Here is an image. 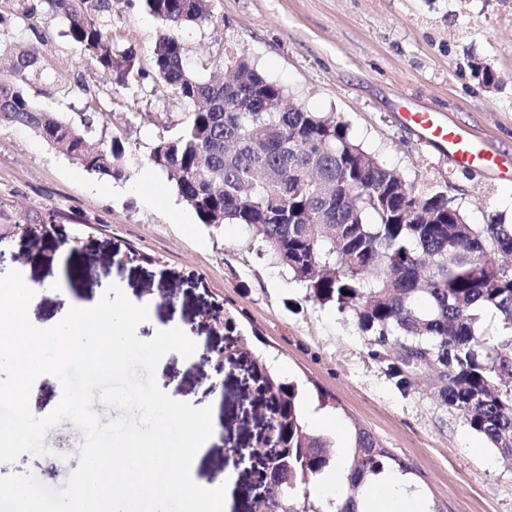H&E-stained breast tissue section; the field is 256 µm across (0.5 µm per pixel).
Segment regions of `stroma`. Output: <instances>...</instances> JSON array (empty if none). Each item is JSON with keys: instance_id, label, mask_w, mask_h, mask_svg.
Listing matches in <instances>:
<instances>
[{"instance_id": "stroma-1", "label": "stroma", "mask_w": 512, "mask_h": 512, "mask_svg": "<svg viewBox=\"0 0 512 512\" xmlns=\"http://www.w3.org/2000/svg\"><path fill=\"white\" fill-rule=\"evenodd\" d=\"M35 2L15 0L16 21L0 27V40L35 45L49 62L27 95L76 123L97 102L108 119L95 125V137L120 135L133 175L118 181L89 172L29 129L0 126V249L8 254L0 275L19 271L33 290L30 321L52 327L72 306L96 305L116 283L130 301L151 303L156 330L175 322L194 336L200 352L165 355L156 380L173 399L212 412L216 433L191 466L201 487L224 468L226 448L254 446L269 401L258 382L242 379L253 360L272 359L283 379L307 382L309 402L320 389L335 398L326 433L368 429L407 463L426 500L447 503L448 512H512V462L441 404L426 379L399 390L350 316L305 300L238 225L201 224L174 181L151 167L159 125L177 132L190 110L155 72L159 22L114 0L108 21L143 73L124 86L96 77L62 20ZM209 9L211 22L179 33L193 74L210 79L227 55H244L294 102L335 114L408 182L453 197L469 223L512 224V181L457 166L398 118L418 107L441 112L512 155V0H210ZM471 54L494 65L498 88L472 77ZM148 112L157 125L145 122ZM19 224L47 232L26 237ZM218 306L234 312L235 333L248 341L234 370L202 360L203 348L229 344L207 320ZM54 433L72 437L67 452L25 453L0 471L62 487L79 465L82 438L67 420Z\"/></svg>"}]
</instances>
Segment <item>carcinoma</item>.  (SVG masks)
Wrapping results in <instances>:
<instances>
[{"label":"carcinoma","mask_w":512,"mask_h":512,"mask_svg":"<svg viewBox=\"0 0 512 512\" xmlns=\"http://www.w3.org/2000/svg\"><path fill=\"white\" fill-rule=\"evenodd\" d=\"M59 16L64 34L124 85L141 69L136 53L120 46L100 14L111 0H40ZM165 26L152 56L158 76L193 105L172 135H163L149 161L174 179L178 194L201 223L238 224L305 289V298L353 318L371 338L373 354L405 390L426 367L443 376L440 402L512 461V224H470L443 191L420 189L353 140L344 122L287 100L282 85L244 57L227 59L235 82L202 81L184 65L178 30L211 21L207 0H139ZM0 51L13 58L0 75V125L32 130L84 169L130 177L125 147L106 144L90 127L107 119L92 112L80 128L36 106L24 90L45 60L26 44ZM483 86L497 87L494 66L471 57ZM498 315L505 335L482 339L481 312ZM412 349L430 357L415 366L400 356ZM271 443L288 453V512H323L310 484L334 467L336 438L313 432L303 416L298 382L265 371ZM353 493L334 512H365L359 493L368 479L407 464L354 425L346 446Z\"/></svg>","instance_id":"obj_1"}]
</instances>
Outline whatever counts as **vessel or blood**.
<instances>
[{
	"instance_id": "obj_1",
	"label": "vessel or blood",
	"mask_w": 512,
	"mask_h": 512,
	"mask_svg": "<svg viewBox=\"0 0 512 512\" xmlns=\"http://www.w3.org/2000/svg\"><path fill=\"white\" fill-rule=\"evenodd\" d=\"M401 119L406 125L415 128L424 141L445 147L449 160L456 165L480 168L493 173L500 171L498 154L489 151L483 139L449 124L439 113L405 112Z\"/></svg>"
}]
</instances>
